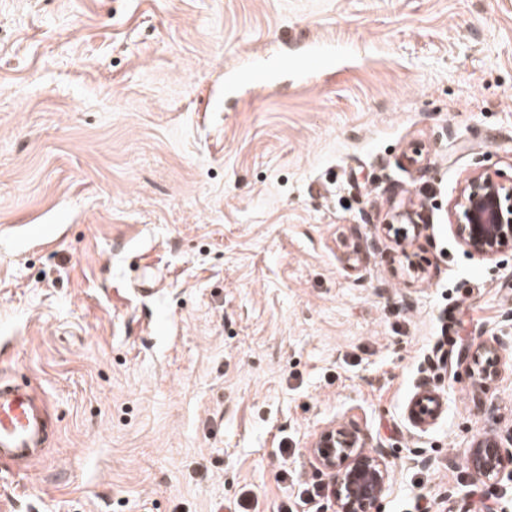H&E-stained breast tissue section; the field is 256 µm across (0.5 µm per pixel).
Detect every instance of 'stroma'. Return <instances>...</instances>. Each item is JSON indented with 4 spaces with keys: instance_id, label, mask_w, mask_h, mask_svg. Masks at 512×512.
<instances>
[{
    "instance_id": "stroma-1",
    "label": "stroma",
    "mask_w": 512,
    "mask_h": 512,
    "mask_svg": "<svg viewBox=\"0 0 512 512\" xmlns=\"http://www.w3.org/2000/svg\"><path fill=\"white\" fill-rule=\"evenodd\" d=\"M480 166L512 177V0H0V374L58 423L14 512H277L336 425L382 512H460L512 433V378L465 373L512 361V246L448 212ZM496 346V337L479 340L475 345L474 355L466 366L468 375L479 388L499 380L506 369V363H502L499 358ZM508 446L498 437L478 438L470 448L471 473L478 479L490 480L512 465V434L506 437Z\"/></svg>"
}]
</instances>
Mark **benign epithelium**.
<instances>
[{
    "label": "benign epithelium",
    "mask_w": 512,
    "mask_h": 512,
    "mask_svg": "<svg viewBox=\"0 0 512 512\" xmlns=\"http://www.w3.org/2000/svg\"><path fill=\"white\" fill-rule=\"evenodd\" d=\"M453 233L471 254L495 258L512 244V182L496 171L471 173L451 205ZM498 339L479 340L466 366L474 384L483 388L502 377L505 364L497 354ZM315 470L326 477L336 512H381L389 488L385 457L364 449L358 429L338 426L322 431L309 448ZM471 473L489 480L512 465V434L501 440L481 437L470 448Z\"/></svg>",
    "instance_id": "7a95c632"
}]
</instances>
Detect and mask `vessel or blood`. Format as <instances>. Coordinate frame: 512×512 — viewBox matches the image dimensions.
Listing matches in <instances>:
<instances>
[{
    "mask_svg": "<svg viewBox=\"0 0 512 512\" xmlns=\"http://www.w3.org/2000/svg\"><path fill=\"white\" fill-rule=\"evenodd\" d=\"M54 432L46 399L27 385L0 383V461L39 454Z\"/></svg>",
    "mask_w": 512,
    "mask_h": 512,
    "instance_id": "b4317fda",
    "label": "vessel or blood"
}]
</instances>
